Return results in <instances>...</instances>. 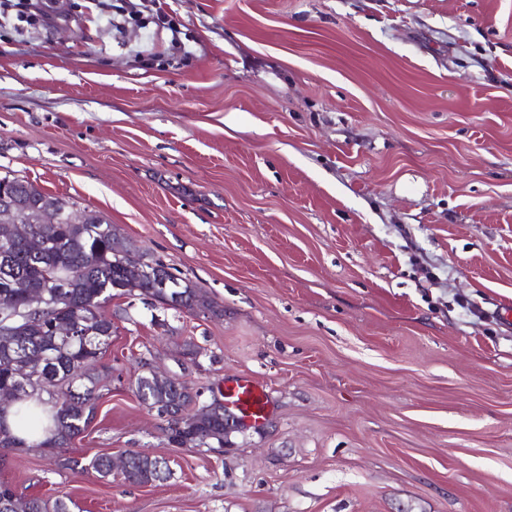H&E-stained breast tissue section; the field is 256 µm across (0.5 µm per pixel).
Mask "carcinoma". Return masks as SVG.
I'll return each instance as SVG.
<instances>
[{
    "instance_id": "obj_1",
    "label": "carcinoma",
    "mask_w": 512,
    "mask_h": 512,
    "mask_svg": "<svg viewBox=\"0 0 512 512\" xmlns=\"http://www.w3.org/2000/svg\"><path fill=\"white\" fill-rule=\"evenodd\" d=\"M6 184L13 202L27 207L42 197L29 181L7 176ZM48 242V249L34 255L22 246L14 225L0 226V293L17 298L20 311H10L0 322L18 324L20 336L0 335V393L13 394L14 402L35 398L54 413L55 429L38 441L50 458L85 432L102 397L103 381L111 369L101 363L112 338V315L106 306L116 296L151 294L150 279L138 285L126 277V256L145 257L147 253L119 229L94 211L86 224H30ZM175 289L178 300L156 294L149 301L164 310L191 311L196 289L184 279ZM30 291L47 298L43 309L30 312L25 299ZM67 322L75 327L71 336L55 335V324ZM142 404L162 413H183L202 396L187 382L172 377L162 381L142 373L135 381ZM169 441L196 448L200 439H208L212 448L224 444V413H209L201 419L185 415L168 422ZM27 447V440L12 433L9 425L0 427V449ZM66 466L91 470L101 479L112 476V457L98 455L86 464L72 458ZM127 481L139 484L160 482L171 477L166 461L137 451L128 452ZM0 512H70L65 498L31 496L20 499L12 487L0 484Z\"/></svg>"
}]
</instances>
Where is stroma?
<instances>
[{"instance_id": "obj_1", "label": "stroma", "mask_w": 512, "mask_h": 512, "mask_svg": "<svg viewBox=\"0 0 512 512\" xmlns=\"http://www.w3.org/2000/svg\"><path fill=\"white\" fill-rule=\"evenodd\" d=\"M0 6V177L93 210L223 315L117 297L112 378L66 454L166 459L141 486L6 452L72 512H512V0ZM180 29L173 52L170 27ZM148 359L264 387L223 453L167 438Z\"/></svg>"}]
</instances>
